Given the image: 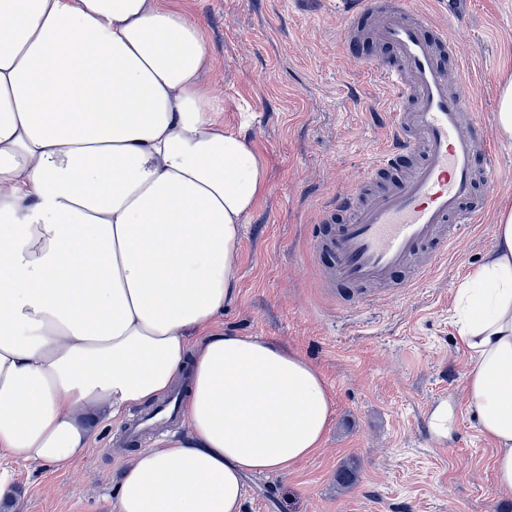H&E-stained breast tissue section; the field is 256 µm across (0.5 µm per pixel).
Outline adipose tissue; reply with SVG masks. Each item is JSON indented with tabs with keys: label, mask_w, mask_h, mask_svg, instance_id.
Wrapping results in <instances>:
<instances>
[{
	"label": "adipose tissue",
	"mask_w": 512,
	"mask_h": 512,
	"mask_svg": "<svg viewBox=\"0 0 512 512\" xmlns=\"http://www.w3.org/2000/svg\"><path fill=\"white\" fill-rule=\"evenodd\" d=\"M207 65L169 0H0V449L69 470L96 423L189 379L187 437L137 451L112 512H243L245 476L313 456L334 414L286 345L212 329L266 174ZM455 305L512 491V211Z\"/></svg>",
	"instance_id": "obj_1"
}]
</instances>
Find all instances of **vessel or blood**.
Masks as SVG:
<instances>
[{"instance_id":"obj_1","label":"vessel or blood","mask_w":512,"mask_h":512,"mask_svg":"<svg viewBox=\"0 0 512 512\" xmlns=\"http://www.w3.org/2000/svg\"><path fill=\"white\" fill-rule=\"evenodd\" d=\"M471 7L472 0H442L434 16L409 0H342L347 54L383 74L396 97L385 114L393 141L369 166L370 174L382 175L381 185L341 194L320 219L325 230L312 249L331 259L328 288L388 284L406 270L418 283L489 209L484 189L499 177L494 142L468 94L472 72L456 61L446 26L465 19ZM362 16L370 18L369 36L382 54L363 57L353 41L350 31ZM337 211L345 223H334ZM178 415L176 401H169L133 420L124 439L136 442L153 420Z\"/></svg>"}]
</instances>
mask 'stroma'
Masks as SVG:
<instances>
[{"label": "stroma", "instance_id": "1", "mask_svg": "<svg viewBox=\"0 0 512 512\" xmlns=\"http://www.w3.org/2000/svg\"><path fill=\"white\" fill-rule=\"evenodd\" d=\"M203 27L200 83L222 98L266 168V190L245 220L233 301L220 333L277 339L323 375L335 403L322 449L285 475L246 477L244 512H512L496 488V448L467 404L468 356L453 325L458 288L492 251L500 211L512 209V138L499 137L500 192L484 223L460 238L429 280L375 303L336 302L310 236L324 204L366 176L389 135L380 114L395 90L343 49L334 0H176ZM450 21L470 63L476 112L495 123L512 74V0H473ZM448 407V432L432 414ZM123 422L100 427L71 470L19 463L0 451L17 512H111L118 473L136 445L117 447ZM357 483L339 485L342 466Z\"/></svg>", "mask_w": 512, "mask_h": 512}]
</instances>
